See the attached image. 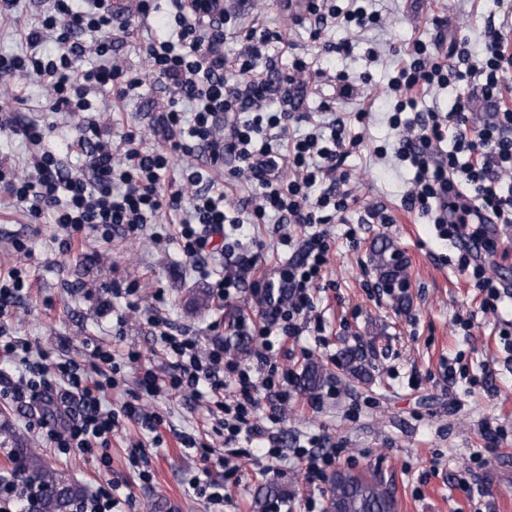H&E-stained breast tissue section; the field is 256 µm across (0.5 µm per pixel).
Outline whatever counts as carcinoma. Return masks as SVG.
Returning <instances> with one entry per match:
<instances>
[{
	"label": "carcinoma",
	"instance_id": "obj_1",
	"mask_svg": "<svg viewBox=\"0 0 512 512\" xmlns=\"http://www.w3.org/2000/svg\"><path fill=\"white\" fill-rule=\"evenodd\" d=\"M388 247L377 251L382 284L390 288L402 279V265L397 259L386 260ZM346 371L354 378H361L365 368L355 353H344ZM325 369L310 364L301 377L302 386L309 392L318 390L325 382ZM10 438L16 444V451L27 462V468L35 474L38 482V512H69L70 506L84 495V488L68 480L56 470L46 466L39 457L24 446L14 434ZM328 512H397V500L384 482L375 475L353 469L337 470L330 483Z\"/></svg>",
	"mask_w": 512,
	"mask_h": 512
}]
</instances>
